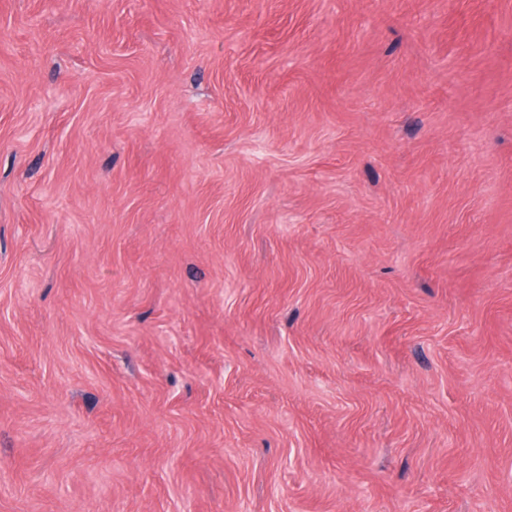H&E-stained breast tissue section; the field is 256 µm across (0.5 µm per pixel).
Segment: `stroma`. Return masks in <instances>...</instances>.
<instances>
[{"mask_svg": "<svg viewBox=\"0 0 512 512\" xmlns=\"http://www.w3.org/2000/svg\"><path fill=\"white\" fill-rule=\"evenodd\" d=\"M0 512H512V0H0Z\"/></svg>", "mask_w": 512, "mask_h": 512, "instance_id": "35a3bbf8", "label": "stroma"}]
</instances>
